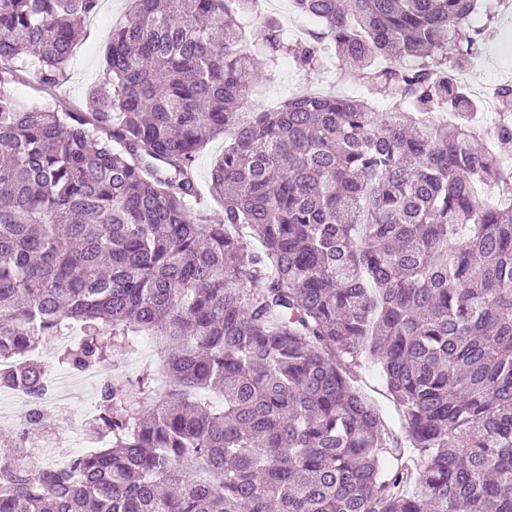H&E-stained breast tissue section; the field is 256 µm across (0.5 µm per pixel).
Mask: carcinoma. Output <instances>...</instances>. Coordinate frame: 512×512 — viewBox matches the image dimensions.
<instances>
[{
  "label": "carcinoma",
  "instance_id": "carcinoma-1",
  "mask_svg": "<svg viewBox=\"0 0 512 512\" xmlns=\"http://www.w3.org/2000/svg\"><path fill=\"white\" fill-rule=\"evenodd\" d=\"M134 2L86 111L0 90V388L31 398L0 430V512H512V84L488 131L458 78L497 0H291L305 42L258 0ZM97 6L0 0V84L29 55L59 84ZM252 19L266 66L318 75L324 43L367 96L244 111ZM220 134L222 212L197 223ZM65 324L63 368L144 336L155 359L101 385L105 447L40 470L9 450L45 429L26 355ZM224 153V135H220L210 141L203 152L198 156L195 163V170L197 175L198 187L200 191V204H193L191 207L192 217L198 218L197 210L200 208L204 209L208 213H211L214 217V213L221 211L218 203L212 198L210 194V170L213 166L214 161ZM357 383L363 387L382 407L388 418H395L392 404L385 398L377 372L371 367H362L355 373Z\"/></svg>",
  "mask_w": 512,
  "mask_h": 512
}]
</instances>
